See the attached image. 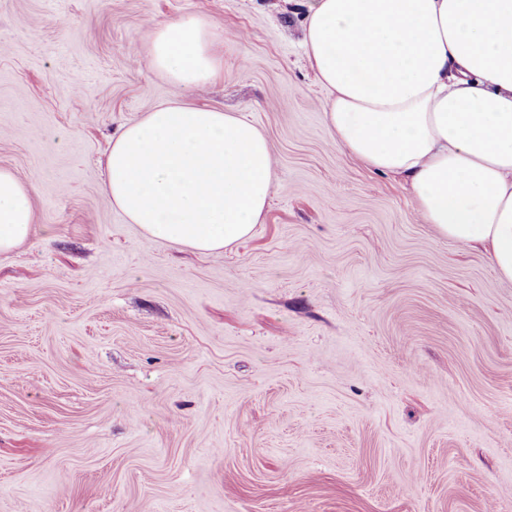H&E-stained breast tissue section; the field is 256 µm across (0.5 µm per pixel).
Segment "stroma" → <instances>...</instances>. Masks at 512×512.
Returning <instances> with one entry per match:
<instances>
[{"label": "stroma", "instance_id": "stroma-1", "mask_svg": "<svg viewBox=\"0 0 512 512\" xmlns=\"http://www.w3.org/2000/svg\"><path fill=\"white\" fill-rule=\"evenodd\" d=\"M187 14L223 34L203 89L146 62ZM302 16L0 0V166L38 224L0 254V512H512V283L336 144ZM167 102L268 137L247 241L152 243L106 195L113 134Z\"/></svg>", "mask_w": 512, "mask_h": 512}]
</instances>
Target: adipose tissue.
Returning a JSON list of instances; mask_svg holds the SVG:
<instances>
[{
    "instance_id": "adipose-tissue-1",
    "label": "adipose tissue",
    "mask_w": 512,
    "mask_h": 512,
    "mask_svg": "<svg viewBox=\"0 0 512 512\" xmlns=\"http://www.w3.org/2000/svg\"><path fill=\"white\" fill-rule=\"evenodd\" d=\"M302 45L328 96L337 144L404 179L425 223L484 247L512 282V0H299ZM215 28H157L149 62L201 88L224 68ZM104 190L149 242L200 253L252 234L274 182L264 132L247 118L161 104L112 137ZM34 185L0 167V253L36 231Z\"/></svg>"
}]
</instances>
